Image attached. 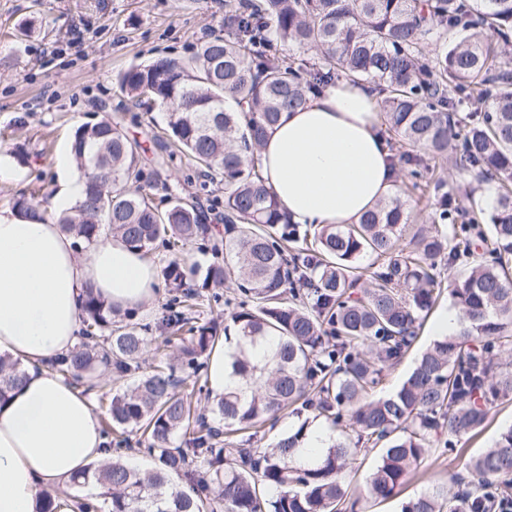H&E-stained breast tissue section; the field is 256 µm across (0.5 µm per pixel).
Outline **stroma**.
Listing matches in <instances>:
<instances>
[{
    "mask_svg": "<svg viewBox=\"0 0 512 512\" xmlns=\"http://www.w3.org/2000/svg\"><path fill=\"white\" fill-rule=\"evenodd\" d=\"M224 0H0V211H11L15 199L34 197L43 204L62 182L78 175L71 160V137L81 124L108 117L123 129L148 159L162 153L153 129L166 123V111L135 105L117 82L120 72L162 57L189 56L196 45L224 31ZM34 21L31 37L16 31ZM407 171L397 175L410 213V231L430 227L436 203L433 188H406ZM153 198L193 193L208 209L207 231L191 245L186 259L201 266L224 259V212L211 202L223 198L222 182L203 184L187 157L174 154L158 177ZM470 265L460 258L443 267L442 292L424 313L417 337L405 355L385 372L378 394L394 392L416 359L435 341L434 323L453 308L451 288ZM512 426V400L495 403L482 429L455 440L452 452L430 453L397 495L384 501L366 497V479L380 451L359 445L351 457L348 484L356 512H399L403 502L431 484H451L468 473L472 458L490 448L498 434Z\"/></svg>",
    "mask_w": 512,
    "mask_h": 512,
    "instance_id": "stroma-1",
    "label": "stroma"
}]
</instances>
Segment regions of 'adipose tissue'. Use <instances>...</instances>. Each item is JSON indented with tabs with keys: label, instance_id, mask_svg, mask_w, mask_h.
Wrapping results in <instances>:
<instances>
[{
	"label": "adipose tissue",
	"instance_id": "1",
	"mask_svg": "<svg viewBox=\"0 0 512 512\" xmlns=\"http://www.w3.org/2000/svg\"><path fill=\"white\" fill-rule=\"evenodd\" d=\"M377 97L343 79L268 132L263 175L292 223L353 224L393 192ZM156 288L154 265L121 238L81 255L51 219L0 212V355L22 365L0 404V512H39L44 491L111 459L89 398L47 364L75 346L85 290L129 309Z\"/></svg>",
	"mask_w": 512,
	"mask_h": 512
}]
</instances>
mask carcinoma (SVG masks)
<instances>
[{
  "instance_id": "carcinoma-1",
  "label": "carcinoma",
  "mask_w": 512,
  "mask_h": 512,
  "mask_svg": "<svg viewBox=\"0 0 512 512\" xmlns=\"http://www.w3.org/2000/svg\"><path fill=\"white\" fill-rule=\"evenodd\" d=\"M226 35L202 42L188 58H160L119 75L137 105L167 110L168 140L198 174L224 182V262L206 269L170 261L171 288L154 325L134 321L87 291L74 350L49 364L87 391L97 369L116 385L102 432L116 455L72 485L93 484L95 499L77 497L78 512H352L347 500L349 438L328 440L313 459L296 458L309 422L285 432L269 449L245 448L250 437L296 406L348 426L382 445L367 481L368 497L388 499L429 450L480 429L490 406L512 399V0H227ZM282 43L307 46L318 58L287 57ZM435 30L461 33L433 60L424 44ZM370 82L395 168L415 179L429 167L414 153L451 158L461 173L495 186L491 215L475 199L442 193L434 231L399 247L409 214L397 195L356 224H323L299 233L290 226L262 174L260 149L281 113L304 105L336 77ZM478 104L470 122L458 112ZM71 152L83 195L53 217L85 249L119 236L144 253L184 248L205 229L193 196L160 210L143 193L145 167L119 123L103 118L78 126ZM490 220L491 259L475 254L470 237L440 225ZM375 258L364 267L360 260ZM472 265L451 290L459 331L430 345L393 393L376 397L382 373L416 334L418 315L436 298L442 265ZM231 281L235 311L224 326V366L236 388L191 411L178 388L198 374L219 341L215 321L201 318L204 290ZM178 350L179 367L143 370L149 330ZM20 377L0 356V402ZM144 437L154 466L124 460L128 430ZM470 500L512 492V427L470 461ZM401 512H461L454 495L434 484Z\"/></svg>"
}]
</instances>
